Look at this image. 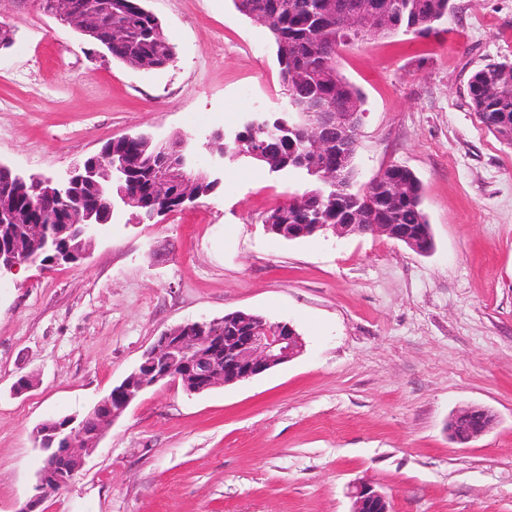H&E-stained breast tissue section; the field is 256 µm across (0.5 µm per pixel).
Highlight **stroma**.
I'll return each mask as SVG.
<instances>
[{
    "instance_id": "obj_1",
    "label": "stroma",
    "mask_w": 512,
    "mask_h": 512,
    "mask_svg": "<svg viewBox=\"0 0 512 512\" xmlns=\"http://www.w3.org/2000/svg\"><path fill=\"white\" fill-rule=\"evenodd\" d=\"M444 32L339 52L363 95L358 186L399 164L434 248L369 234L285 241L266 213L298 171L225 164L217 191L152 222L123 214L76 265L0 283V512L35 483L40 423L89 410L168 329L245 311L291 323L289 363L187 394L147 390L44 512H350L371 482L394 512H512V144L468 107L470 75L512 58V0H452ZM177 59L89 56L39 0H0V162L61 176L111 139L238 128L283 103L268 31L232 0H146ZM33 389L14 394L18 377ZM467 407L493 416L461 443Z\"/></svg>"
}]
</instances>
